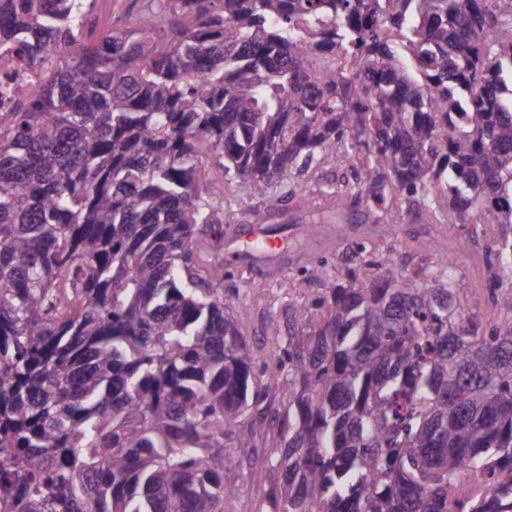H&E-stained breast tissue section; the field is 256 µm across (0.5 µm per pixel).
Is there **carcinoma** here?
<instances>
[{
  "instance_id": "cac0c4a2",
  "label": "carcinoma",
  "mask_w": 512,
  "mask_h": 512,
  "mask_svg": "<svg viewBox=\"0 0 512 512\" xmlns=\"http://www.w3.org/2000/svg\"><path fill=\"white\" fill-rule=\"evenodd\" d=\"M150 2L93 40L86 0H0V45L42 72L0 113V512H224L247 412L279 438L259 512H512L505 0ZM205 151L269 211L341 155L336 220L472 225L498 321L449 259L340 278L313 257L297 287L321 315L293 309L274 407L224 297L211 240L236 216Z\"/></svg>"
}]
</instances>
